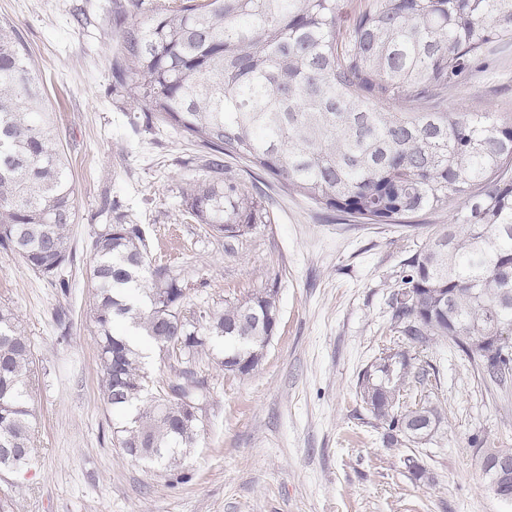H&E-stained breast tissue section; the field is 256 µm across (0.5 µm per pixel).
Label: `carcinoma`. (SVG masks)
I'll list each match as a JSON object with an SVG mask.
<instances>
[{"label":"carcinoma","mask_w":512,"mask_h":512,"mask_svg":"<svg viewBox=\"0 0 512 512\" xmlns=\"http://www.w3.org/2000/svg\"><path fill=\"white\" fill-rule=\"evenodd\" d=\"M145 0H112L120 30L112 76L135 78L155 118L211 151L208 176L185 199L199 224L228 238L268 217L222 156L272 175L327 210L371 224H411L461 201L446 224L406 259L391 295L392 326L407 340L458 349L490 382L512 380V358L479 361L464 337L512 336V113L444 107L448 86L512 43V0H168L125 25ZM75 187L39 76L16 25L0 24V248L69 288ZM89 277L103 367V399L126 415L117 443L132 459L174 468L194 447L203 386L187 367L138 397L146 384L141 332L155 349L191 363L222 345L221 365L247 375L261 364L278 323L276 289L227 301L190 320L186 286L148 259L138 224L116 220L96 234ZM390 349L360 375L357 396L388 446L433 438L444 409L424 396L401 412L394 395L429 378L416 358L395 369ZM34 358L18 315L0 304V472L34 453Z\"/></svg>","instance_id":"obj_1"}]
</instances>
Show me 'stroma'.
<instances>
[{"label":"stroma","mask_w":512,"mask_h":512,"mask_svg":"<svg viewBox=\"0 0 512 512\" xmlns=\"http://www.w3.org/2000/svg\"><path fill=\"white\" fill-rule=\"evenodd\" d=\"M111 0H0L19 29L76 186L68 291L0 250V302L17 312L36 360L34 467L0 476L9 512H512L486 488L472 435L512 448V393L489 388L457 350L407 343L434 371L427 390L446 421L422 444L385 447L356 395L358 378L393 336L390 298L405 259L451 212L414 226L361 224L283 191L225 157L269 223L228 239L186 212L208 155L179 132L147 122L130 86L112 76L118 31ZM87 21L76 24L75 14ZM449 110L512 113V46L449 88ZM112 200L113 213L101 210ZM141 225L152 263L188 286L193 318L273 288L279 321L259 367L225 373L218 348L192 365L207 400L197 443L179 472L125 458L102 399L91 317L93 244L115 218ZM430 473L415 481L405 456ZM186 481H178V474Z\"/></svg>","instance_id":"1"}]
</instances>
